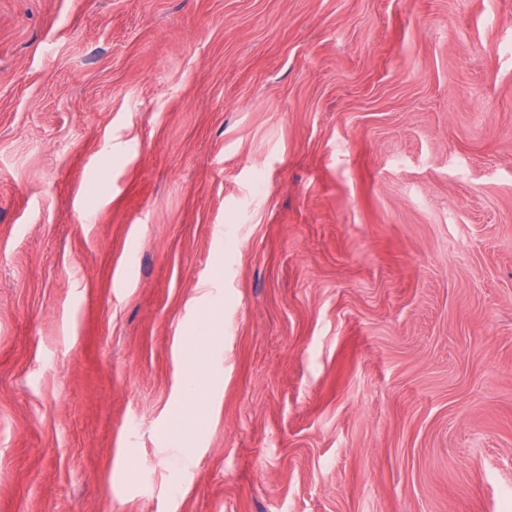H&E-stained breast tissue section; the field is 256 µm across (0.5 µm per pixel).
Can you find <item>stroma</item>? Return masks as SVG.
Instances as JSON below:
<instances>
[{
    "mask_svg": "<svg viewBox=\"0 0 512 512\" xmlns=\"http://www.w3.org/2000/svg\"><path fill=\"white\" fill-rule=\"evenodd\" d=\"M0 512H512V0H0ZM210 328L211 330H216L218 328V325L214 320L210 322L207 327V331H205L204 334L194 336L193 352L197 353L193 356L196 362L194 363L193 368L188 371L184 379L186 402L177 407L172 415V426L178 430L186 441L190 440L198 423L197 412L194 410L193 405V395L199 379L206 374L204 364L201 362L199 353L207 349L212 341V336L209 334Z\"/></svg>",
    "mask_w": 512,
    "mask_h": 512,
    "instance_id": "1",
    "label": "stroma"
}]
</instances>
